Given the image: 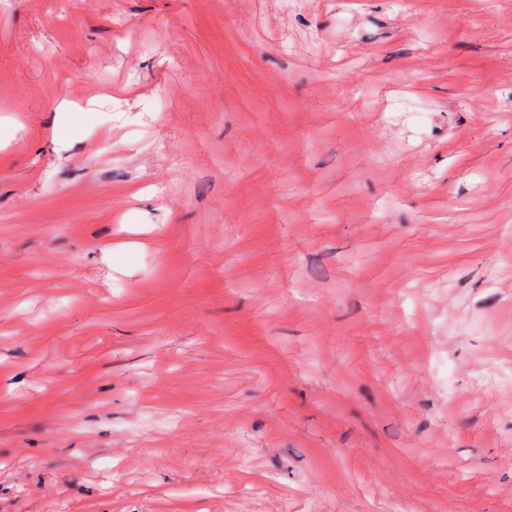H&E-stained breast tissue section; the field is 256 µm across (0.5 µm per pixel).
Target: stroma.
<instances>
[{
	"label": "stroma",
	"mask_w": 512,
	"mask_h": 512,
	"mask_svg": "<svg viewBox=\"0 0 512 512\" xmlns=\"http://www.w3.org/2000/svg\"><path fill=\"white\" fill-rule=\"evenodd\" d=\"M0 512H512V0H0Z\"/></svg>",
	"instance_id": "1"
}]
</instances>
